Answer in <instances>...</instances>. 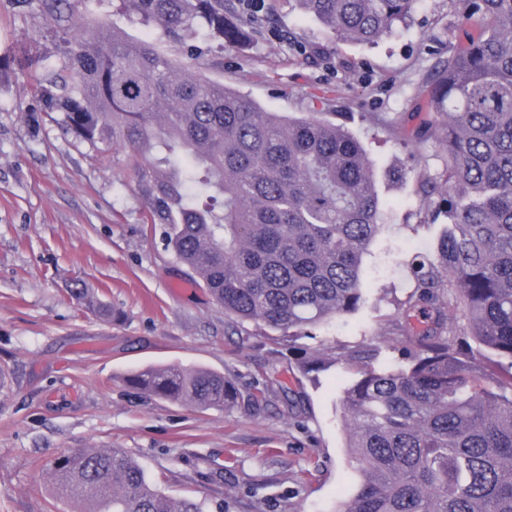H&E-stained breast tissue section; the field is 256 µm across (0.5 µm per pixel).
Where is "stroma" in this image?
<instances>
[{"mask_svg":"<svg viewBox=\"0 0 512 512\" xmlns=\"http://www.w3.org/2000/svg\"><path fill=\"white\" fill-rule=\"evenodd\" d=\"M271 9L245 50L203 35L159 40L175 64L247 96L264 112H311L345 126L376 174L408 170L379 184L387 229L364 259L368 300L355 313L296 342L272 341L252 322L225 317L197 277L148 221L125 153L91 149L38 111L35 81L0 79V512H80L56 496L45 468L81 448H120L165 495L189 497L203 512H334L358 483L346 448L343 366L306 375L303 357L337 346L378 344L398 362L402 337L389 319L412 289L410 264L430 254L447 224L424 204L422 183L441 179L446 155L422 133L421 93L465 27L448 0H417L411 18L376 44L334 39L293 0ZM113 24L133 39L153 30L102 0L74 14L76 33ZM39 0H0V57L37 49L47 70L59 58ZM319 56H312L314 48ZM83 281L111 307V321L70 296ZM177 282L188 291L175 292ZM192 365L223 373L241 397L229 409H199L129 387L148 366Z\"/></svg>","mask_w":512,"mask_h":512,"instance_id":"stroma-1","label":"stroma"}]
</instances>
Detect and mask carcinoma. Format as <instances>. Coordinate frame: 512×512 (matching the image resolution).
<instances>
[{
    "instance_id": "obj_1",
    "label": "carcinoma",
    "mask_w": 512,
    "mask_h": 512,
    "mask_svg": "<svg viewBox=\"0 0 512 512\" xmlns=\"http://www.w3.org/2000/svg\"><path fill=\"white\" fill-rule=\"evenodd\" d=\"M246 0H120L163 39L202 29L223 46L255 35ZM467 43L448 47L428 86L444 134L448 229L411 263L413 290L391 320L401 363L382 347H336L352 374L341 397L347 448L359 481L337 512H512V0H450ZM334 37L371 44L411 16L417 0H296ZM64 75L41 86L44 111L98 148H124L153 224L224 315L295 341L367 302L363 260L384 232L383 202L359 140L334 122L279 117L166 58L150 41L107 26L91 38L69 22L89 0H41ZM41 58H0V78ZM87 310H112L86 288ZM465 328L448 322L450 302ZM507 361L508 376L493 359ZM127 383L163 400L229 408L234 383L206 368L147 367ZM46 476L82 512H202L167 497L135 459L83 448Z\"/></svg>"
}]
</instances>
